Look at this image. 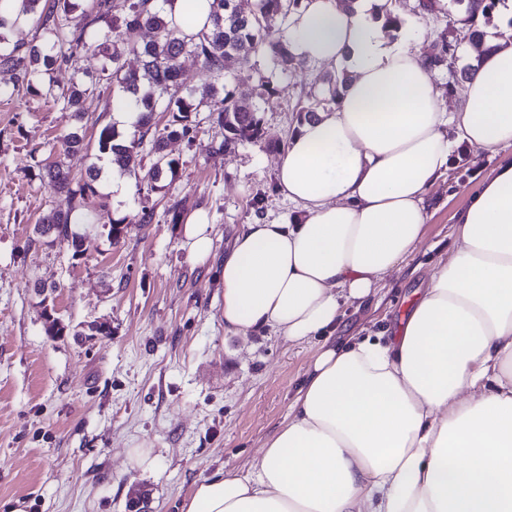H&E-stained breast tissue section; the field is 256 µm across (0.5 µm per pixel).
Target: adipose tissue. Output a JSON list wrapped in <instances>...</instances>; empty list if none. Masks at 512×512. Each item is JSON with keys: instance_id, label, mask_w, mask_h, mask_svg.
<instances>
[{"instance_id": "obj_1", "label": "adipose tissue", "mask_w": 512, "mask_h": 512, "mask_svg": "<svg viewBox=\"0 0 512 512\" xmlns=\"http://www.w3.org/2000/svg\"><path fill=\"white\" fill-rule=\"evenodd\" d=\"M368 9L302 0L290 17L295 56L351 80L279 156L299 215L246 225L224 260L235 333L334 331L342 302L367 300L423 240L453 142L512 145V42L474 49L447 111L415 34L389 43ZM182 512H512V159L458 214L399 335L322 348L246 473L203 478Z\"/></svg>"}]
</instances>
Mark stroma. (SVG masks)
Wrapping results in <instances>:
<instances>
[{
    "mask_svg": "<svg viewBox=\"0 0 512 512\" xmlns=\"http://www.w3.org/2000/svg\"><path fill=\"white\" fill-rule=\"evenodd\" d=\"M422 3L399 0V17L416 28L417 50L436 53L439 33L459 28L465 7L450 0L429 12ZM259 70L279 90L262 114V140L219 153L221 130L205 123L193 141L168 142L179 166L166 193L139 191L129 175L122 190L100 185L77 258L35 232L44 214L69 207L39 173L61 159L84 175L95 152L63 155L62 138L77 130L96 143L112 104L89 94L79 118L0 73V512H181L196 482L245 470L279 429L319 343L225 328L224 256L245 224L296 213L275 190L276 161L299 128L298 96L321 88L326 68L308 63L282 74L269 58L251 57L230 85L253 104ZM495 164L463 147L454 152L426 199L423 243L368 302L345 306L333 342L399 333L432 264L454 244L458 211ZM173 206L184 220L205 216L203 257L192 254L184 220L171 223ZM144 207L153 209L152 223L128 225L111 243V218ZM42 285L55 286L66 327L55 338ZM101 322L107 334L96 332Z\"/></svg>",
    "mask_w": 512,
    "mask_h": 512,
    "instance_id": "obj_1",
    "label": "stroma"
}]
</instances>
